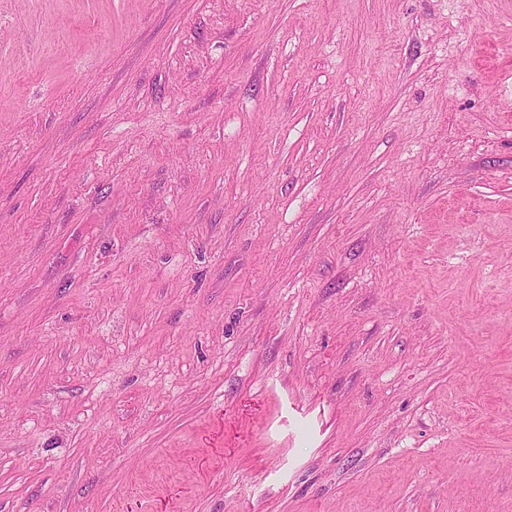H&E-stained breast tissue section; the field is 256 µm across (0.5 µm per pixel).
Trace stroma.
<instances>
[{
    "mask_svg": "<svg viewBox=\"0 0 512 512\" xmlns=\"http://www.w3.org/2000/svg\"><path fill=\"white\" fill-rule=\"evenodd\" d=\"M0 512H512V0H0Z\"/></svg>",
    "mask_w": 512,
    "mask_h": 512,
    "instance_id": "35a3bbf8",
    "label": "stroma"
}]
</instances>
